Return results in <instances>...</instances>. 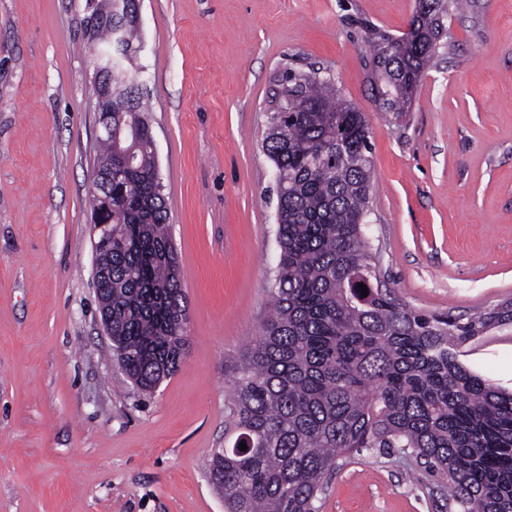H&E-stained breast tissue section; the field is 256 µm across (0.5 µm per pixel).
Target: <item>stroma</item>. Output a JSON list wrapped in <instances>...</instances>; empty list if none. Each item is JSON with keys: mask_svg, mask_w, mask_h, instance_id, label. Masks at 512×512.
I'll return each mask as SVG.
<instances>
[{"mask_svg": "<svg viewBox=\"0 0 512 512\" xmlns=\"http://www.w3.org/2000/svg\"><path fill=\"white\" fill-rule=\"evenodd\" d=\"M402 117L370 38L415 0H140L149 99L188 344L153 394L119 368L92 280L99 114L80 0H0V512H224L225 374L270 308L271 82L332 76L369 120V233L408 307L467 317L512 298V0H470ZM512 383V345L466 357ZM318 512H448L414 458L351 457Z\"/></svg>", "mask_w": 512, "mask_h": 512, "instance_id": "1", "label": "stroma"}]
</instances>
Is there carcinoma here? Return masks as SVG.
Returning <instances> with one entry per match:
<instances>
[{
  "instance_id": "1",
  "label": "carcinoma",
  "mask_w": 512,
  "mask_h": 512,
  "mask_svg": "<svg viewBox=\"0 0 512 512\" xmlns=\"http://www.w3.org/2000/svg\"><path fill=\"white\" fill-rule=\"evenodd\" d=\"M115 2L98 0L112 23L88 37L99 45L96 64L111 72L112 133H120L101 141L97 157V168L112 169V205L95 201L112 226L99 258L112 281L113 353L150 394L183 362L187 306L138 84L143 65L130 55L136 4L124 0L117 11ZM465 3L416 0L409 34L373 35L371 59L388 64L375 69L384 111H409L449 11ZM268 106L263 149L275 170L278 256L272 310L230 365L224 447L207 460L224 512H317L329 477L363 451L414 458L448 488L452 512H512V388L459 360L512 330V298L466 320L398 302L367 235V117L317 71L281 72Z\"/></svg>"
}]
</instances>
